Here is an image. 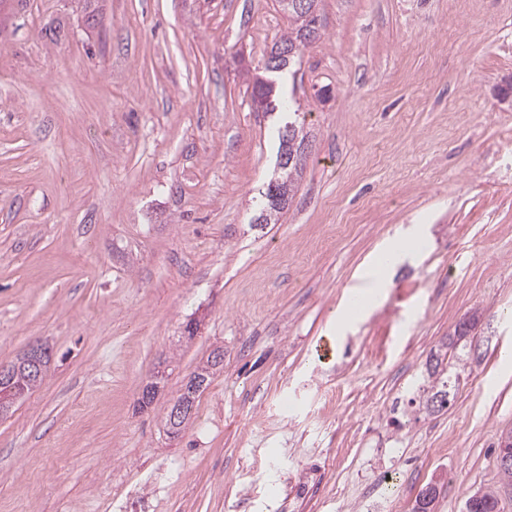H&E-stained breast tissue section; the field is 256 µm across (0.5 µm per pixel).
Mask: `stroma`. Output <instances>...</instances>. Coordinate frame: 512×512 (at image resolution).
<instances>
[{
	"mask_svg": "<svg viewBox=\"0 0 512 512\" xmlns=\"http://www.w3.org/2000/svg\"><path fill=\"white\" fill-rule=\"evenodd\" d=\"M99 4L0 5V363L53 353L0 420V512H110L119 487L154 512H411L436 479L437 512L489 486L512 512V0H319L285 87L310 145L262 229L279 116L251 83L288 30L277 0ZM413 235L337 331L365 262ZM474 313L478 353L427 412L425 366ZM217 348L171 437L170 399ZM164 369H157L151 375L149 381L143 386L141 393L137 398V406L141 410L149 408L158 398L162 390Z\"/></svg>",
	"mask_w": 512,
	"mask_h": 512,
	"instance_id": "35a3bbf8",
	"label": "stroma"
}]
</instances>
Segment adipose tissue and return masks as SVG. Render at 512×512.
Returning <instances> with one entry per match:
<instances>
[{
  "label": "adipose tissue",
  "mask_w": 512,
  "mask_h": 512,
  "mask_svg": "<svg viewBox=\"0 0 512 512\" xmlns=\"http://www.w3.org/2000/svg\"><path fill=\"white\" fill-rule=\"evenodd\" d=\"M424 241L412 237L397 243L387 244L371 258L360 273L361 284L355 294V305L343 306L336 315L337 326H344L364 317L384 296L389 284L388 273L398 257L421 250Z\"/></svg>",
  "instance_id": "1"
}]
</instances>
